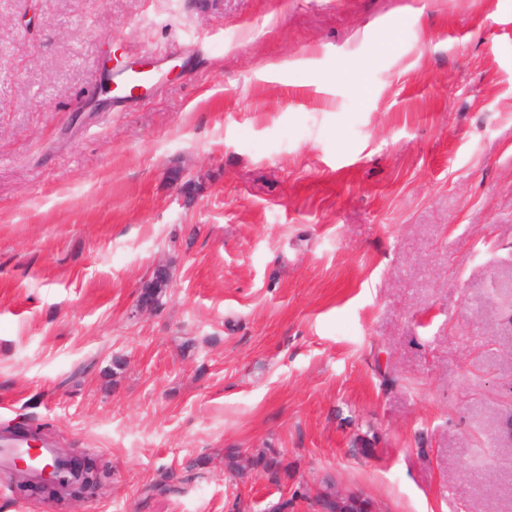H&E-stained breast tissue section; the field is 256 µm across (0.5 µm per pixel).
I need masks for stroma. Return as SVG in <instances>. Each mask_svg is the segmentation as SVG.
<instances>
[{
    "mask_svg": "<svg viewBox=\"0 0 512 512\" xmlns=\"http://www.w3.org/2000/svg\"><path fill=\"white\" fill-rule=\"evenodd\" d=\"M114 53L155 83L104 106ZM25 424L110 487L59 509L0 474V512H269L324 476L512 512V0H0ZM228 448L294 478H231ZM172 280V272L169 266H160L159 270H154L150 277L143 282L142 288L147 290L148 295L152 298L154 308L157 307L161 298L166 292Z\"/></svg>",
    "mask_w": 512,
    "mask_h": 512,
    "instance_id": "35a3bbf8",
    "label": "stroma"
}]
</instances>
